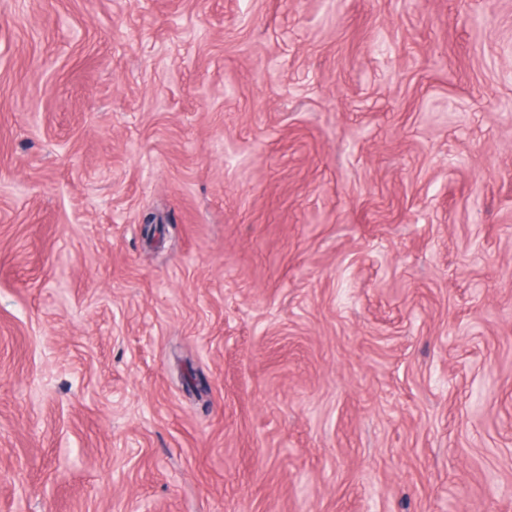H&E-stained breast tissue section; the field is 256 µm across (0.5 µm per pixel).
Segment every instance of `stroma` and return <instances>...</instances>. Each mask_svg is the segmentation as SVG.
<instances>
[{"mask_svg":"<svg viewBox=\"0 0 512 512\" xmlns=\"http://www.w3.org/2000/svg\"><path fill=\"white\" fill-rule=\"evenodd\" d=\"M0 512H512V0H0Z\"/></svg>","mask_w":512,"mask_h":512,"instance_id":"1","label":"stroma"}]
</instances>
